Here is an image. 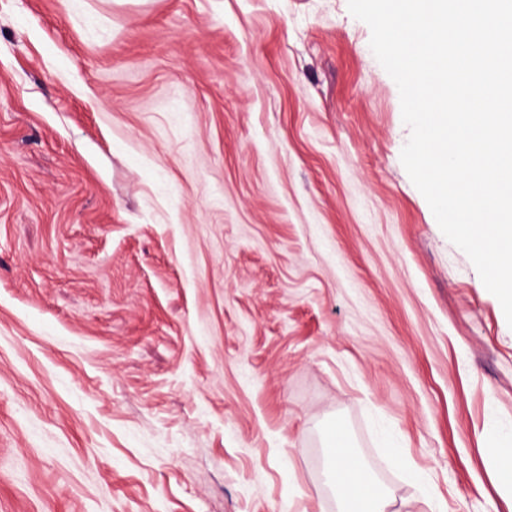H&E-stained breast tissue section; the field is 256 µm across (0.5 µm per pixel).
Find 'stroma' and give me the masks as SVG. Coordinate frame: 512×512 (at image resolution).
I'll return each instance as SVG.
<instances>
[{"mask_svg": "<svg viewBox=\"0 0 512 512\" xmlns=\"http://www.w3.org/2000/svg\"><path fill=\"white\" fill-rule=\"evenodd\" d=\"M348 0H0V512H512V327ZM327 447L325 478L338 497V512H388L387 490L367 467L341 423L330 427Z\"/></svg>", "mask_w": 512, "mask_h": 512, "instance_id": "obj_1", "label": "stroma"}]
</instances>
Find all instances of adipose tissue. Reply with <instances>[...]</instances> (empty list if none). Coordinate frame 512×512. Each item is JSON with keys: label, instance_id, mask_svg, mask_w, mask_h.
<instances>
[{"label": "adipose tissue", "instance_id": "ef3b65f1", "mask_svg": "<svg viewBox=\"0 0 512 512\" xmlns=\"http://www.w3.org/2000/svg\"><path fill=\"white\" fill-rule=\"evenodd\" d=\"M327 485L336 493L338 512H386V489L367 467L344 426L334 423L328 431Z\"/></svg>", "mask_w": 512, "mask_h": 512}]
</instances>
